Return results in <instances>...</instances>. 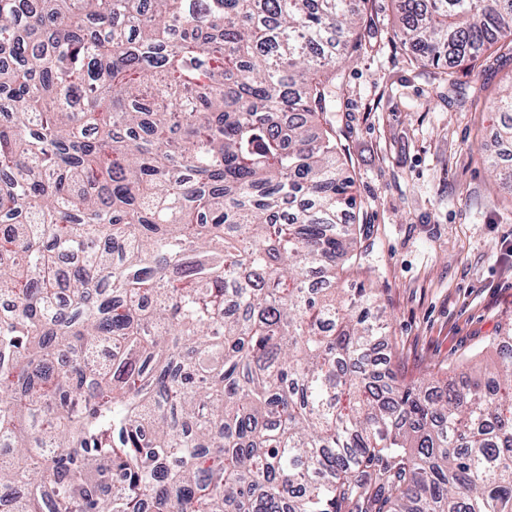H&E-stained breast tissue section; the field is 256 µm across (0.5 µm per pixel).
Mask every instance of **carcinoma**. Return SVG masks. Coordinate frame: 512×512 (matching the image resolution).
Listing matches in <instances>:
<instances>
[{
    "label": "carcinoma",
    "instance_id": "carcinoma-1",
    "mask_svg": "<svg viewBox=\"0 0 512 512\" xmlns=\"http://www.w3.org/2000/svg\"><path fill=\"white\" fill-rule=\"evenodd\" d=\"M355 2L0 0L10 512H512V332L408 380L346 287ZM400 31L462 63L512 0H407Z\"/></svg>",
    "mask_w": 512,
    "mask_h": 512
}]
</instances>
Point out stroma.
Returning <instances> with one entry per match:
<instances>
[{"label":"stroma","instance_id":"stroma-1","mask_svg":"<svg viewBox=\"0 0 512 512\" xmlns=\"http://www.w3.org/2000/svg\"><path fill=\"white\" fill-rule=\"evenodd\" d=\"M370 45L339 65L333 116L357 201L359 280L380 289L394 367L417 378L512 326V184L492 173L512 54L421 62L403 0H359Z\"/></svg>","mask_w":512,"mask_h":512}]
</instances>
